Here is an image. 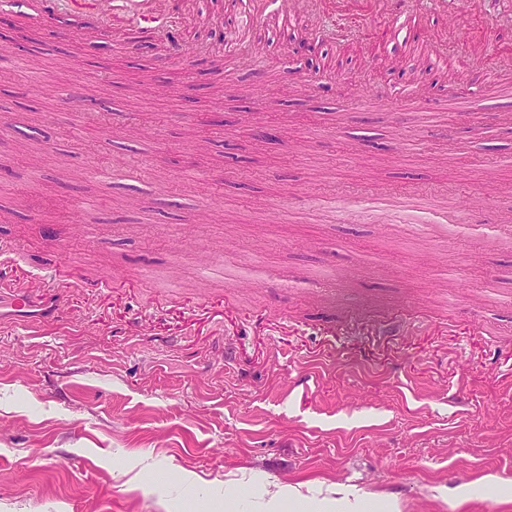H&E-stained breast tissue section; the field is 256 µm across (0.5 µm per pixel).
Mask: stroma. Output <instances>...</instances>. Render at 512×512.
Returning a JSON list of instances; mask_svg holds the SVG:
<instances>
[{
    "label": "stroma",
    "mask_w": 512,
    "mask_h": 512,
    "mask_svg": "<svg viewBox=\"0 0 512 512\" xmlns=\"http://www.w3.org/2000/svg\"><path fill=\"white\" fill-rule=\"evenodd\" d=\"M427 41L369 21L324 46L321 90L285 91L282 58L234 71L228 57L173 62L148 22L76 42L40 25L0 33V250L7 280L58 295L70 317L12 311L0 293V512H241L265 484H342L397 498L403 512H502L512 498V0ZM481 110L445 128L396 129L441 108L428 61ZM245 97L217 96L223 75ZM280 141L238 132L247 114ZM135 181L99 183L116 162ZM383 189L442 203L378 223ZM83 203L93 222L72 221ZM335 206L276 224L266 213ZM92 288H72L53 243ZM426 327L383 336L382 323ZM308 393L297 392L302 374Z\"/></svg>",
    "instance_id": "obj_1"
}]
</instances>
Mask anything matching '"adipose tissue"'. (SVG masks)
<instances>
[{
    "instance_id": "obj_1",
    "label": "adipose tissue",
    "mask_w": 512,
    "mask_h": 512,
    "mask_svg": "<svg viewBox=\"0 0 512 512\" xmlns=\"http://www.w3.org/2000/svg\"><path fill=\"white\" fill-rule=\"evenodd\" d=\"M377 500L378 512H402L401 503L394 498L373 497L371 492L354 491L344 485L319 489L313 496L302 492L300 485L277 486L262 498V512H299L307 503L313 504L315 512H365L370 500Z\"/></svg>"
}]
</instances>
